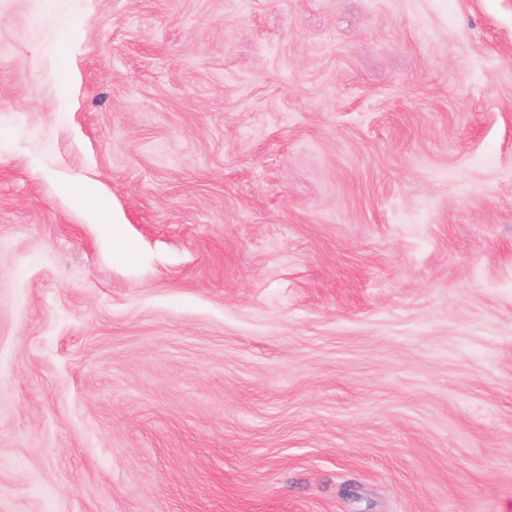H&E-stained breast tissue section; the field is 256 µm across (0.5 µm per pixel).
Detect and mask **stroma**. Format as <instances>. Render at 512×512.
<instances>
[{"instance_id":"1","label":"stroma","mask_w":512,"mask_h":512,"mask_svg":"<svg viewBox=\"0 0 512 512\" xmlns=\"http://www.w3.org/2000/svg\"><path fill=\"white\" fill-rule=\"evenodd\" d=\"M0 512H512V0H0Z\"/></svg>"}]
</instances>
